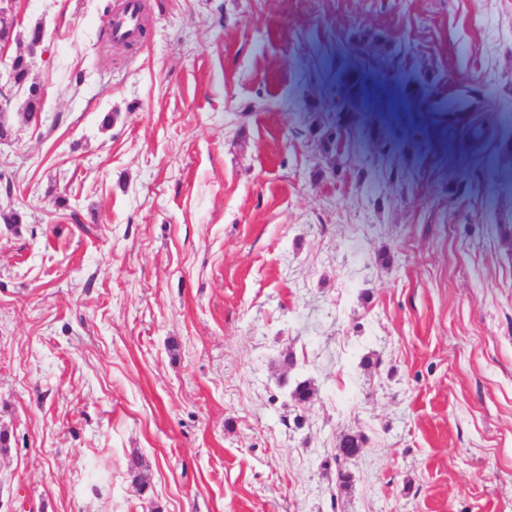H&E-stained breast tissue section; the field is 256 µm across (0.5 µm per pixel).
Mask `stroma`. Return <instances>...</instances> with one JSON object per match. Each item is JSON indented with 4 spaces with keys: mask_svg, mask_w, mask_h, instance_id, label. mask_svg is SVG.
<instances>
[{
    "mask_svg": "<svg viewBox=\"0 0 512 512\" xmlns=\"http://www.w3.org/2000/svg\"><path fill=\"white\" fill-rule=\"evenodd\" d=\"M119 2L13 4L0 512H512V0ZM141 23V0H124L122 7L106 19L112 40L131 41L139 36Z\"/></svg>",
    "mask_w": 512,
    "mask_h": 512,
    "instance_id": "obj_1",
    "label": "stroma"
}]
</instances>
